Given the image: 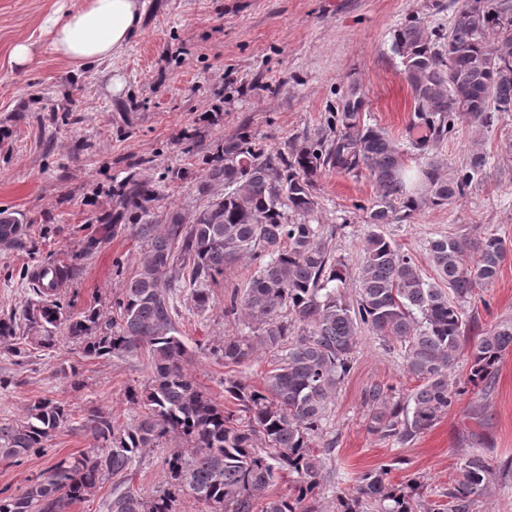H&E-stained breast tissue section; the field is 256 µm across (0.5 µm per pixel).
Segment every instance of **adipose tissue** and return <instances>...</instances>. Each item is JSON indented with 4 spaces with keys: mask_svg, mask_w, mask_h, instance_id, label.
Masks as SVG:
<instances>
[{
    "mask_svg": "<svg viewBox=\"0 0 512 512\" xmlns=\"http://www.w3.org/2000/svg\"><path fill=\"white\" fill-rule=\"evenodd\" d=\"M144 0H82L43 19L54 54L83 67L105 62L141 30Z\"/></svg>",
    "mask_w": 512,
    "mask_h": 512,
    "instance_id": "obj_1",
    "label": "adipose tissue"
}]
</instances>
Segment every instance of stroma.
Wrapping results in <instances>:
<instances>
[{"label": "stroma", "instance_id": "1", "mask_svg": "<svg viewBox=\"0 0 512 512\" xmlns=\"http://www.w3.org/2000/svg\"><path fill=\"white\" fill-rule=\"evenodd\" d=\"M81 0H0V209L19 219L21 243L0 246V318L21 317L34 301L31 275L47 264L75 272L61 291L67 314L96 309L102 323L117 317L114 300L135 273L146 244L132 231L112 230L120 207L119 185L129 173L154 185L150 220L170 213L193 216L224 193L221 184L201 185L207 161L224 140L249 132L266 151L302 143L326 125L328 114L350 85L368 101L372 122L405 142L412 122L411 92L390 52L394 29L410 19L428 29H447L448 0H145V22L111 60L77 68L58 58L41 28L44 16ZM32 43L33 60L20 68L9 57L18 40ZM123 89L113 93V75ZM512 112L474 134L458 120L437 152L444 167H460L479 150L490 173L464 198L423 207L411 219L384 226V233L410 252L425 279H435L430 238H477L494 233L509 252L497 277L479 288L465 309L472 334L512 321ZM376 187L365 176L321 173L316 195L319 223L334 234L330 247L349 272L362 262L369 231L364 205ZM122 269H115L114 259ZM256 267L246 261L225 266L209 284L211 307L198 312L178 306L177 322L188 347L187 369L216 401L224 380L236 375L259 383L269 358L257 353L240 366L224 367L208 352L227 336L248 334L246 322L225 316L224 298L244 291ZM85 386L73 390L71 369ZM13 379L0 390V420L22 418L29 403L51 399L69 405L72 418L50 441L45 455L21 465L0 460V488L20 490L62 457L96 447L81 424L88 411L110 413L115 424L134 423L140 409L130 391L149 382L143 357L85 356L60 337L53 351H31L15 364L0 344V375ZM404 399L417 379L398 352L361 331L352 369L331 407L324 430L336 447L325 458L318 512H336V495L353 491L364 471L385 468L393 485L416 484L417 495L439 500L463 461L483 454L492 481L473 512H512V352L491 382L461 395L436 425L399 445L369 429L366 393L372 385ZM179 439L143 455L133 486L151 492L165 485L164 458L182 447Z\"/></svg>", "mask_w": 512, "mask_h": 512}]
</instances>
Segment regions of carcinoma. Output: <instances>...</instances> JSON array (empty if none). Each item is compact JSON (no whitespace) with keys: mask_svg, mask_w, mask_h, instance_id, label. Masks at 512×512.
Returning a JSON list of instances; mask_svg holds the SVG:
<instances>
[{"mask_svg":"<svg viewBox=\"0 0 512 512\" xmlns=\"http://www.w3.org/2000/svg\"><path fill=\"white\" fill-rule=\"evenodd\" d=\"M448 33L427 31L415 18L393 30L391 52L413 96L412 128L422 135L402 148L368 118L367 100L356 86L339 99L327 129L286 152L265 151L251 135L224 141L210 158L206 189L224 184V195L191 222L173 214L163 224H133L147 245L135 274L114 301L119 322L100 326V315L64 312L60 288L70 277L55 266L52 280L32 278L38 296L24 310L27 335L0 320V342L21 364L30 349L49 351L56 330L95 358H147L150 379L130 401L144 409L130 426H117L101 410L91 411L83 427L102 441L79 455L62 458L19 491L0 489V512H66L115 482L101 512H173L183 493L202 512H317L324 456L336 442L314 445L340 385L351 368L358 335L371 331L401 346L408 372L420 385L402 404L376 385L368 394L370 430L400 445L434 426L455 405L462 390L448 377L462 355L469 373L464 385L479 388L512 352V322H502L469 341L462 303L494 280L508 247L494 233L475 239L441 235L428 242V256L439 281L425 280L412 255L382 231L409 220L430 204L447 205L465 196L487 175L488 159L470 154L466 166L441 174L437 144L455 133L466 117L474 133L490 128L499 112H512V0H453ZM425 158L412 169L409 152ZM368 174L376 185L365 207L369 225L363 260L355 277L356 302L342 298L346 266L329 247L318 209L316 182L324 169ZM426 190L423 196L420 190ZM153 191L130 173L123 182L122 209L149 214ZM300 216L288 222L285 211ZM19 220L0 215V243L18 242ZM477 260L469 265L464 253ZM247 259L257 267L243 294L230 296L224 315H239L252 335L229 336L209 348L224 366H238L256 352L271 357L260 385L224 378L226 407L200 390L185 368L188 348L176 322L178 303L189 292L197 310L209 308L208 283L230 262ZM288 311V317L281 316ZM63 402L38 399L21 419L0 421V459L15 465L30 454L47 453V442L69 423ZM188 443L166 458L167 486L150 493L128 487L139 459L168 436ZM288 492L272 499L264 493L284 475ZM388 470L359 477L356 494L339 495L336 512H473L492 476L489 462L471 455L452 479L444 504L423 505L387 479Z\"/></svg>","mask_w":512,"mask_h":512,"instance_id":"carcinoma-1","label":"carcinoma"}]
</instances>
